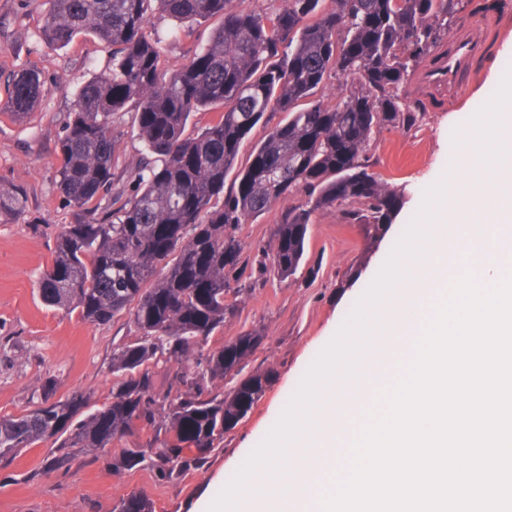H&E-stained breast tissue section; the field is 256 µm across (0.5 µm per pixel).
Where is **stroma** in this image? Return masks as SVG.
<instances>
[{
	"label": "stroma",
	"mask_w": 512,
	"mask_h": 512,
	"mask_svg": "<svg viewBox=\"0 0 512 512\" xmlns=\"http://www.w3.org/2000/svg\"><path fill=\"white\" fill-rule=\"evenodd\" d=\"M43 11L39 0H0V101L15 72L37 67L45 82V95L26 121L0 113V195L22 192L26 210L19 221L0 213V416L32 407L37 380L46 375L55 381L56 397L82 390L91 393L93 404H102L114 383L113 349L138 337L128 316L92 326L40 298L39 278L51 263L56 236L75 219L54 183L70 88L111 65L106 45L90 35L67 48L49 49L40 36ZM485 23L498 27L489 46L495 62L470 85L466 99L450 110L422 113L412 128H383L370 139V173L388 182L404 205L368 262L354 265L366 250L360 227L347 223L342 209L318 212L309 226L307 261L294 278L283 281L270 272L256 279L237 315L210 337L208 345L215 348L245 331L262 330L265 339L245 370L275 373L247 416L225 433L222 449L212 452L202 468L161 483L148 467L116 472L111 465L120 449L146 444L150 431L135 430L99 459L77 457L64 474L45 471L52 448L46 442L23 449L0 468V512H112L116 501L134 491L147 494L156 512H194L204 500L218 497L234 477L232 464L245 463L264 441L311 365L350 318L417 216L426 190L458 176L455 131L471 122L512 70V0H497ZM281 210L274 205L240 226L244 259L253 263L273 256V229Z\"/></svg>",
	"instance_id": "35a3bbf8"
}]
</instances>
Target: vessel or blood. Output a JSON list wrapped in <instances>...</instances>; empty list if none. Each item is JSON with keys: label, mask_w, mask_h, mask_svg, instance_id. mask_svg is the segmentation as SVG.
<instances>
[{"label": "vessel or blood", "mask_w": 512, "mask_h": 512, "mask_svg": "<svg viewBox=\"0 0 512 512\" xmlns=\"http://www.w3.org/2000/svg\"><path fill=\"white\" fill-rule=\"evenodd\" d=\"M487 40L488 32L485 26L475 25L469 32L456 39L455 46L440 71L429 76L431 86L447 88L449 106H457L464 88L469 83L477 81L484 69L492 64V57L484 51Z\"/></svg>", "instance_id": "1"}]
</instances>
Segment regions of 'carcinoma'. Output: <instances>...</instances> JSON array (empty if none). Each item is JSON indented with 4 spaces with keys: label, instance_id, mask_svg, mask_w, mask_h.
Here are the masks:
<instances>
[{
    "label": "carcinoma",
    "instance_id": "carcinoma-1",
    "mask_svg": "<svg viewBox=\"0 0 512 512\" xmlns=\"http://www.w3.org/2000/svg\"><path fill=\"white\" fill-rule=\"evenodd\" d=\"M270 0L262 10L236 0H44L41 37L56 49L89 32L112 48V67L81 81L58 140L54 182L78 219L62 226L41 275L45 305L90 325L129 316L139 338L112 351L110 397L54 399L51 379L32 409L0 417V467L22 449L56 446L45 470H69L75 449L103 450L133 432L152 433L144 448L112 457L117 472L148 465L159 482L202 466L263 396L271 369L241 376L262 344L259 330L204 350L235 316L254 277L242 259L239 227L300 189L306 200L282 210L273 265L292 278L305 260L312 216L344 204L345 220L381 241L397 192L368 172L365 147L384 126L411 128L424 100L402 103L400 87L444 42L469 0ZM161 14L176 27L217 20L208 42L162 74L164 38L148 31ZM356 84L345 99H314L328 75ZM44 95L32 67L12 76L0 111L28 118ZM135 112L143 152L127 181L115 179L121 112ZM212 118L192 126L196 113ZM268 112H284L235 169L241 146ZM236 172L233 187L224 181ZM198 353L195 375L182 371ZM176 364L164 392L149 363ZM236 379L215 394L212 386ZM112 512H156L131 493Z\"/></svg>",
    "mask_w": 512,
    "mask_h": 512
}]
</instances>
